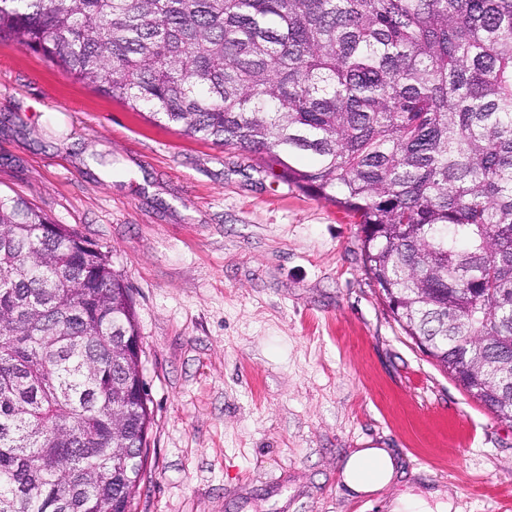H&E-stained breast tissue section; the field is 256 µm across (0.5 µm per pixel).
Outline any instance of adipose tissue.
<instances>
[{"mask_svg": "<svg viewBox=\"0 0 512 512\" xmlns=\"http://www.w3.org/2000/svg\"><path fill=\"white\" fill-rule=\"evenodd\" d=\"M396 464L385 448H361L346 460L341 476L345 486L360 496L375 494L395 477Z\"/></svg>", "mask_w": 512, "mask_h": 512, "instance_id": "1", "label": "adipose tissue"}]
</instances>
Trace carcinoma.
<instances>
[{
    "mask_svg": "<svg viewBox=\"0 0 512 512\" xmlns=\"http://www.w3.org/2000/svg\"><path fill=\"white\" fill-rule=\"evenodd\" d=\"M356 218L418 347L512 420V0H0V38ZM0 194V512H131L150 399L108 253Z\"/></svg>",
    "mask_w": 512,
    "mask_h": 512,
    "instance_id": "obj_1",
    "label": "carcinoma"
}]
</instances>
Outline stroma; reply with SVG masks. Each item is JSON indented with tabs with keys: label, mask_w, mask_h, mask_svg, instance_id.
Here are the masks:
<instances>
[{
	"label": "stroma",
	"mask_w": 512,
	"mask_h": 512,
	"mask_svg": "<svg viewBox=\"0 0 512 512\" xmlns=\"http://www.w3.org/2000/svg\"><path fill=\"white\" fill-rule=\"evenodd\" d=\"M0 191L109 252L130 289L152 411L132 512H388L411 489L456 512L512 503V420L404 334L336 205L11 39ZM367 447L398 476L354 496L342 468Z\"/></svg>",
	"instance_id": "obj_1"
}]
</instances>
